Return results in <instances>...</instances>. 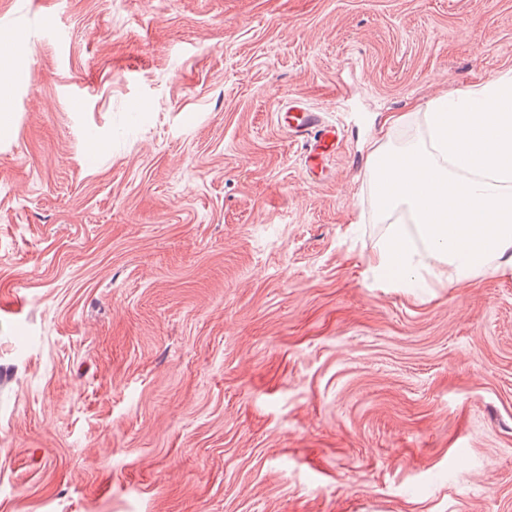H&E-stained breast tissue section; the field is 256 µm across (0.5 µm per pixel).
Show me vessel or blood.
Listing matches in <instances>:
<instances>
[{"label": "vessel or blood", "instance_id": "1", "mask_svg": "<svg viewBox=\"0 0 512 512\" xmlns=\"http://www.w3.org/2000/svg\"><path fill=\"white\" fill-rule=\"evenodd\" d=\"M278 122L301 144L307 173L315 178L322 175L325 163L335 156L338 147L335 125L325 122L322 112L310 108L300 99L279 112Z\"/></svg>", "mask_w": 512, "mask_h": 512}]
</instances>
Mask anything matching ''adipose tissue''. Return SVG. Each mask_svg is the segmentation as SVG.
I'll list each match as a JSON object with an SVG mask.
<instances>
[{"instance_id":"obj_1","label":"adipose tissue","mask_w":512,"mask_h":512,"mask_svg":"<svg viewBox=\"0 0 512 512\" xmlns=\"http://www.w3.org/2000/svg\"><path fill=\"white\" fill-rule=\"evenodd\" d=\"M429 146H374L369 178L383 215L402 212L370 259L395 278L462 283L487 266L512 275V80L495 79L427 105Z\"/></svg>"}]
</instances>
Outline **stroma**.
<instances>
[{"label": "stroma", "mask_w": 512, "mask_h": 512, "mask_svg": "<svg viewBox=\"0 0 512 512\" xmlns=\"http://www.w3.org/2000/svg\"><path fill=\"white\" fill-rule=\"evenodd\" d=\"M7 32L0 512H512V276H380L367 171L512 72V0H0ZM289 97L341 130L322 180Z\"/></svg>", "instance_id": "stroma-1"}]
</instances>
